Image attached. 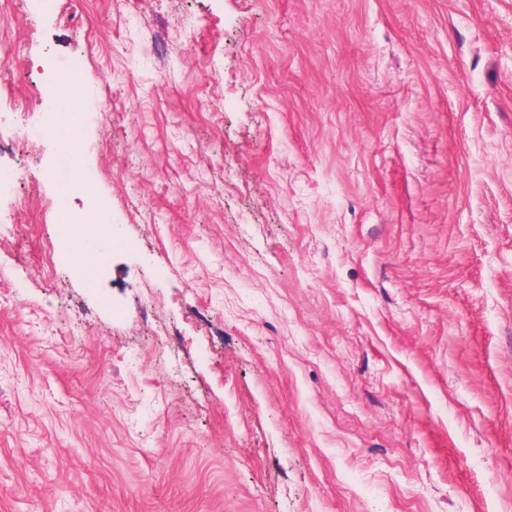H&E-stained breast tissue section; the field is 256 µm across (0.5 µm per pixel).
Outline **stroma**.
I'll use <instances>...</instances> for the list:
<instances>
[{
    "mask_svg": "<svg viewBox=\"0 0 512 512\" xmlns=\"http://www.w3.org/2000/svg\"><path fill=\"white\" fill-rule=\"evenodd\" d=\"M2 43L0 512H512V0H46Z\"/></svg>",
    "mask_w": 512,
    "mask_h": 512,
    "instance_id": "35a3bbf8",
    "label": "stroma"
}]
</instances>
